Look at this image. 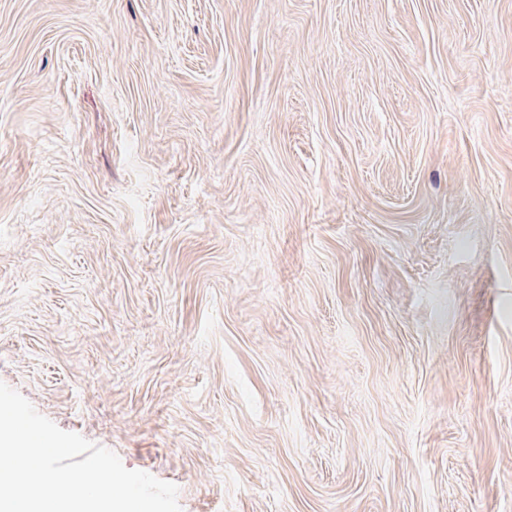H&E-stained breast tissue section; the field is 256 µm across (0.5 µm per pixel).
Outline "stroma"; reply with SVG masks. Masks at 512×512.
<instances>
[{"instance_id": "stroma-1", "label": "stroma", "mask_w": 512, "mask_h": 512, "mask_svg": "<svg viewBox=\"0 0 512 512\" xmlns=\"http://www.w3.org/2000/svg\"><path fill=\"white\" fill-rule=\"evenodd\" d=\"M0 382L182 512H512V0H0Z\"/></svg>"}]
</instances>
